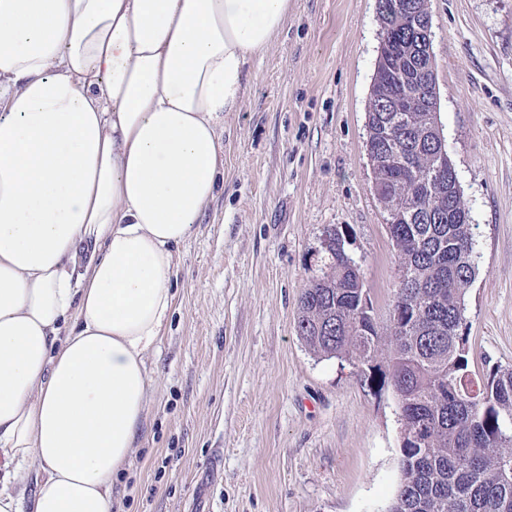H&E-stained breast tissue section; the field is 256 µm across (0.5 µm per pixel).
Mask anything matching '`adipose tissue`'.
Instances as JSON below:
<instances>
[{"label":"adipose tissue","mask_w":512,"mask_h":512,"mask_svg":"<svg viewBox=\"0 0 512 512\" xmlns=\"http://www.w3.org/2000/svg\"><path fill=\"white\" fill-rule=\"evenodd\" d=\"M291 0H0V512H113L179 247Z\"/></svg>","instance_id":"obj_1"}]
</instances>
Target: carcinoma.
<instances>
[{
	"label": "carcinoma",
	"instance_id": "carcinoma-1",
	"mask_svg": "<svg viewBox=\"0 0 512 512\" xmlns=\"http://www.w3.org/2000/svg\"><path fill=\"white\" fill-rule=\"evenodd\" d=\"M427 0H379L391 51L373 92L398 95L435 80L433 44L409 23ZM365 149L392 224L400 275L381 328L360 267L336 253L330 224L321 276L299 297L296 331L315 355L347 359L390 380L401 409L402 478L385 512H512V368L475 382L469 369L466 289L475 276L469 213L451 161L439 160L436 114L387 112L369 99Z\"/></svg>",
	"mask_w": 512,
	"mask_h": 512
}]
</instances>
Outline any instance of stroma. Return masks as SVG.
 <instances>
[{
	"label": "stroma",
	"instance_id": "stroma-1",
	"mask_svg": "<svg viewBox=\"0 0 512 512\" xmlns=\"http://www.w3.org/2000/svg\"><path fill=\"white\" fill-rule=\"evenodd\" d=\"M439 125L473 233L465 294L476 374L512 367V0H428ZM376 0H291L224 123V183L178 250L152 404L113 488L119 512H385L400 483L391 386L298 337L346 229L387 325L399 257L374 191L366 110Z\"/></svg>",
	"mask_w": 512,
	"mask_h": 512
}]
</instances>
